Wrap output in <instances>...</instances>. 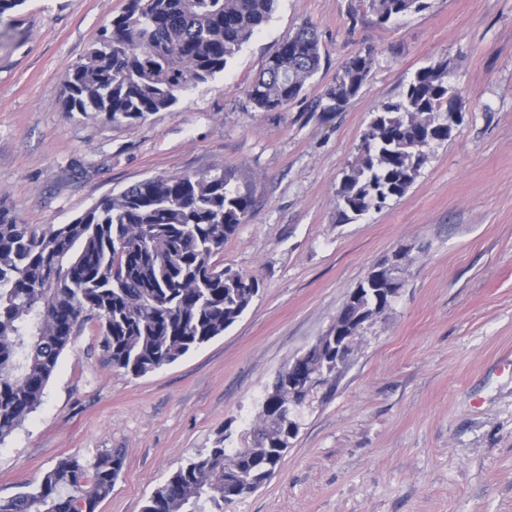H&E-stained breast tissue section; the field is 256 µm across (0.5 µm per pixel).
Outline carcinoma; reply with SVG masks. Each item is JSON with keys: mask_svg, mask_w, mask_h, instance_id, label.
<instances>
[{"mask_svg": "<svg viewBox=\"0 0 512 512\" xmlns=\"http://www.w3.org/2000/svg\"><path fill=\"white\" fill-rule=\"evenodd\" d=\"M277 0H127L84 62L64 77L67 105L130 122L172 107L178 94L224 71L269 21ZM350 8L379 25L431 7V0H358ZM317 32L301 27L251 84L256 109L282 111L319 72ZM375 62L358 51L336 71L321 111L355 98ZM459 108L448 63L418 69L401 96L379 104L360 156L337 194L343 221L382 209L406 194L426 149L448 139V112ZM252 202L224 173L151 177L106 196L67 224H17L0 214V442L41 404L60 356L90 321L113 367L141 376L224 335L248 309L259 283L218 260L224 241L246 223ZM288 371L267 388L244 448L216 441L175 471L142 512H224L275 472L285 449L277 436L298 406L287 399ZM124 457L87 462L70 456L41 483L0 499V512H97Z\"/></svg>", "mask_w": 512, "mask_h": 512, "instance_id": "1", "label": "carcinoma"}]
</instances>
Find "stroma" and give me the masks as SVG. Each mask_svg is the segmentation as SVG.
<instances>
[{"label":"stroma","mask_w":512,"mask_h":512,"mask_svg":"<svg viewBox=\"0 0 512 512\" xmlns=\"http://www.w3.org/2000/svg\"><path fill=\"white\" fill-rule=\"evenodd\" d=\"M127 0H25L0 16V211L65 224L151 177L227 172L248 193L224 265L260 285L250 307L142 376L103 359L96 323L64 352L41 406L0 443V498L62 458L122 449L98 512H141L216 440L245 446L268 385L330 327L347 294L399 246L405 284L346 368L300 408L275 473L226 512H512V0H432L380 27L350 0H278L223 73L132 124L65 105L64 76ZM313 26L325 58L302 98L254 108L248 89L283 40ZM375 62L341 111L337 69ZM444 61L461 118L408 192L339 221L337 189L375 107ZM374 62L375 52L372 49L361 50L348 57L324 91L321 102L325 103H321V111L338 112L355 98L366 84Z\"/></svg>","instance_id":"1"}]
</instances>
